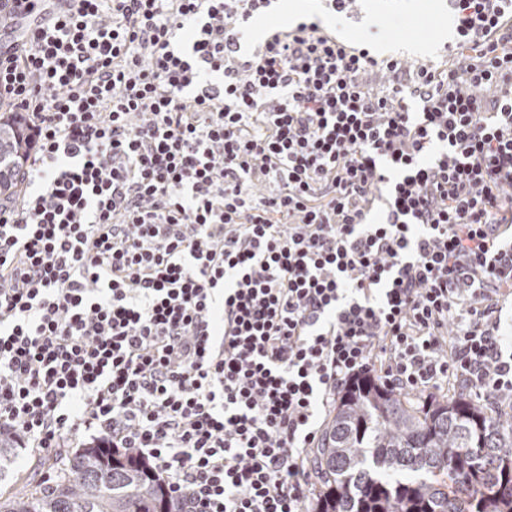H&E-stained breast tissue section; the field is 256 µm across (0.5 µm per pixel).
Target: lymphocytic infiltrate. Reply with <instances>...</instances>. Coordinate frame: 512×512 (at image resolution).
<instances>
[{"instance_id": "1", "label": "lymphocytic infiltrate", "mask_w": 512, "mask_h": 512, "mask_svg": "<svg viewBox=\"0 0 512 512\" xmlns=\"http://www.w3.org/2000/svg\"><path fill=\"white\" fill-rule=\"evenodd\" d=\"M270 4L69 0L0 57L33 139L0 428L137 449L180 512H308L361 376L512 404V0H452L463 66L382 93L363 74L404 62L314 23L241 59Z\"/></svg>"}]
</instances>
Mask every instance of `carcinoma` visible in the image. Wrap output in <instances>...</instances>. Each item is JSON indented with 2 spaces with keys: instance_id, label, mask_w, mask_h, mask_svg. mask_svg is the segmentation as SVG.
<instances>
[{
  "instance_id": "1",
  "label": "carcinoma",
  "mask_w": 512,
  "mask_h": 512,
  "mask_svg": "<svg viewBox=\"0 0 512 512\" xmlns=\"http://www.w3.org/2000/svg\"><path fill=\"white\" fill-rule=\"evenodd\" d=\"M26 118L0 116V197L19 192ZM17 440L0 429V482L14 478ZM322 482L314 512H512V420L465 394L412 398L377 379L339 399L313 453ZM56 477L5 495L0 512H178L165 484L129 448L85 445Z\"/></svg>"
}]
</instances>
